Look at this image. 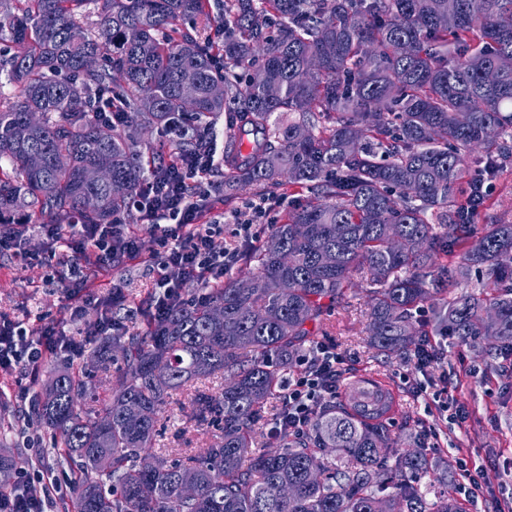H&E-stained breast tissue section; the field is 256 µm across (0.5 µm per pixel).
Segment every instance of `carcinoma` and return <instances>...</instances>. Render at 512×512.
Returning <instances> with one entry per match:
<instances>
[{
    "label": "carcinoma",
    "mask_w": 512,
    "mask_h": 512,
    "mask_svg": "<svg viewBox=\"0 0 512 512\" xmlns=\"http://www.w3.org/2000/svg\"><path fill=\"white\" fill-rule=\"evenodd\" d=\"M11 2L0 214L112 223L153 170L203 148L188 116L225 118L224 189L307 192L235 276L140 331L94 337L90 358L123 363L102 407L70 367L33 393L54 439L41 466L68 471L62 512H465L452 484L429 498L436 464L420 435L396 447L400 395L369 373L349 371L304 428L254 446L359 273L377 354L437 336L493 362L512 353V221L475 222L466 164L479 149L488 173L512 169V0ZM101 90L110 118L95 116ZM217 374L224 389L195 391L192 420L220 434L175 459L153 451L172 393Z\"/></svg>",
    "instance_id": "cac0c4a2"
}]
</instances>
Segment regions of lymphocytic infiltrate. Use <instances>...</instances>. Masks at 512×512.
I'll use <instances>...</instances> for the list:
<instances>
[{"label": "lymphocytic infiltrate", "mask_w": 512, "mask_h": 512, "mask_svg": "<svg viewBox=\"0 0 512 512\" xmlns=\"http://www.w3.org/2000/svg\"><path fill=\"white\" fill-rule=\"evenodd\" d=\"M223 167L224 152L212 137L204 152L182 159L165 177L148 176L140 190L138 218L150 228L156 244V316H165L170 308L185 302L184 283L223 281L236 263L237 249L219 251L214 247L222 225L206 220L215 205L208 179ZM42 231L50 250L61 252L69 265L70 276L63 285L75 301L72 319L83 321L84 326L75 338L53 323L30 330L0 314L1 374L19 369L35 374L51 355L82 352L87 340L111 335L117 328L113 307L128 305L122 287L113 286L101 296L78 273L86 264L107 271L117 261L140 258V239L123 218H114L109 224H85L74 218L66 226L43 225ZM91 309L97 316L89 322L85 316ZM302 363L303 371L289 378L283 396L286 420L292 426L306 425L322 404L335 399L345 366L344 358L323 343L303 356ZM57 492L54 473L36 469L33 476H19L9 490L0 492V512H53Z\"/></svg>", "instance_id": "1"}]
</instances>
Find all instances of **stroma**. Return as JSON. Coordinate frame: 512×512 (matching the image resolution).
<instances>
[{
  "label": "stroma",
  "mask_w": 512,
  "mask_h": 512,
  "mask_svg": "<svg viewBox=\"0 0 512 512\" xmlns=\"http://www.w3.org/2000/svg\"><path fill=\"white\" fill-rule=\"evenodd\" d=\"M26 250L28 264L22 265L8 254L0 256V313L34 328L39 323H54L68 333L80 329L70 319L71 301L57 279L63 268L62 256L52 255L44 243L38 223H31ZM152 276L145 264L133 262L108 273L95 272L90 278L92 290L104 292L112 284L123 285L132 306L148 300ZM369 299L363 288L348 291L346 297L325 317L330 327L327 337L354 367L379 375L401 395L393 432L401 439V448H409L414 420L435 429L439 437L431 453L444 457L447 468L437 470L430 489L441 482H455L457 461L464 458L488 472L477 496L464 501L465 512H495L503 501H512V367H492L478 348L469 343L446 347L445 359L433 373L434 382H447L448 392L469 417L465 423L447 419L436 410L432 397L415 396L412 388L420 375L404 358L390 360L375 357L366 339ZM194 386L173 394L158 424L155 449L168 454L178 448H202L218 434V424L196 425L187 419ZM5 421L12 427V451L22 470L50 448L47 432L21 412L17 401H10Z\"/></svg>",
  "instance_id": "stroma-1"
}]
</instances>
